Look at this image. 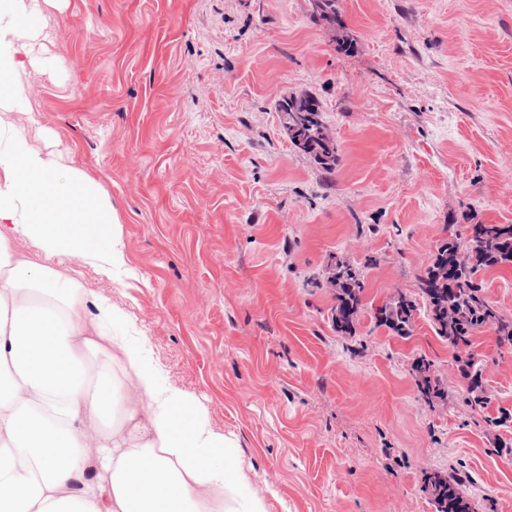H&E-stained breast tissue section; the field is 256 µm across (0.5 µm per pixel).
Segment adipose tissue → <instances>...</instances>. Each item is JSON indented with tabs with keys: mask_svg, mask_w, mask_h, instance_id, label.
Masks as SVG:
<instances>
[{
	"mask_svg": "<svg viewBox=\"0 0 512 512\" xmlns=\"http://www.w3.org/2000/svg\"><path fill=\"white\" fill-rule=\"evenodd\" d=\"M43 19L42 0H0V512H267L233 441L125 313L101 297L85 323L79 271L52 262L108 277L126 257L109 200L43 146L28 106ZM17 239L35 253L17 257Z\"/></svg>",
	"mask_w": 512,
	"mask_h": 512,
	"instance_id": "obj_1",
	"label": "adipose tissue"
}]
</instances>
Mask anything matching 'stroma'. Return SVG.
Returning <instances> with one entry per match:
<instances>
[{"mask_svg":"<svg viewBox=\"0 0 512 512\" xmlns=\"http://www.w3.org/2000/svg\"><path fill=\"white\" fill-rule=\"evenodd\" d=\"M334 48L313 0H53L30 107L116 211L126 267L80 257L84 319L110 298L170 383L233 439L268 512H433L425 471L467 476L475 512H512V346L475 333L490 403L473 411L457 353L418 296L442 242L512 223V0H336ZM314 96L334 170L289 141L276 105ZM357 264L355 336L326 280ZM425 356L448 392L424 402ZM320 12L318 13L317 19H314L317 23L326 22L333 26H337L341 33L337 39V50L344 53H351L354 49V40L350 38L347 32H344L345 23L341 16L336 12V0H321L319 5ZM416 310L415 299L402 295L397 301L375 308L373 318L378 326L386 327L397 336L407 337L413 332Z\"/></svg>","mask_w":512,"mask_h":512,"instance_id":"35a3bbf8","label":"stroma"}]
</instances>
